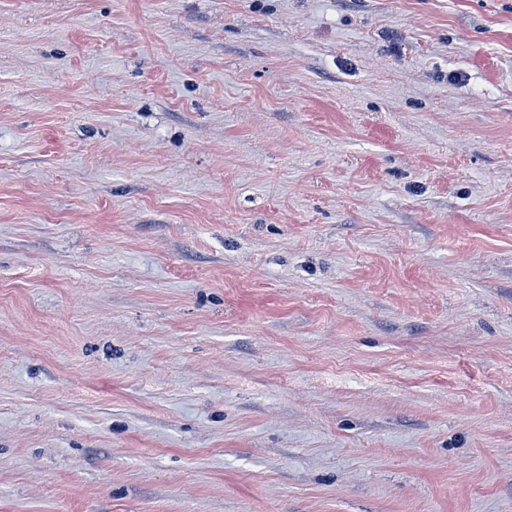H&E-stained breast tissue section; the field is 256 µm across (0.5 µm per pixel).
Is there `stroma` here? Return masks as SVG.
Listing matches in <instances>:
<instances>
[{
	"label": "stroma",
	"mask_w": 512,
	"mask_h": 512,
	"mask_svg": "<svg viewBox=\"0 0 512 512\" xmlns=\"http://www.w3.org/2000/svg\"><path fill=\"white\" fill-rule=\"evenodd\" d=\"M0 512H512V0H0Z\"/></svg>",
	"instance_id": "stroma-1"
}]
</instances>
